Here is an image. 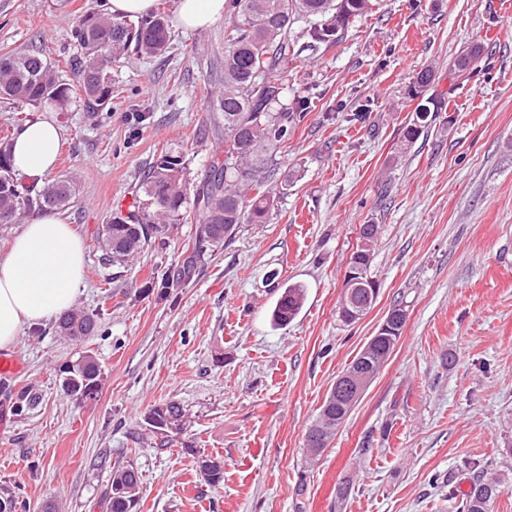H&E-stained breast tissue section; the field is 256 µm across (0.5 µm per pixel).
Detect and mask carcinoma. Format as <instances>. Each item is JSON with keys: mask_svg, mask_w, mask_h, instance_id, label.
<instances>
[{"mask_svg": "<svg viewBox=\"0 0 512 512\" xmlns=\"http://www.w3.org/2000/svg\"><path fill=\"white\" fill-rule=\"evenodd\" d=\"M377 0H231L224 40V85L211 104L224 113V159L213 162L202 187L191 197L187 167L179 155L163 154L144 171L132 193L127 214L117 213L104 226L103 238L112 262L127 264L153 237L184 219L190 207L201 208L199 240L221 242L232 237L240 224H265L274 200L264 189L275 175L277 149L288 140V131L299 110L282 101L288 86V31L299 17L313 23L306 31L314 44L337 43L345 28L371 13ZM77 55L65 60L79 76L84 104L98 111L112 97V79L107 64L133 51L152 57L164 52L170 41L166 17L154 14L136 22L100 11L81 15L71 31ZM58 63L38 47L0 54V95L23 107L51 105L64 110L71 88L57 76ZM432 74L420 72L410 94L423 98L417 106V121L425 122L433 100L425 93ZM74 182L60 177L41 188L23 183L11 169L8 145L0 146V224H16L34 209L59 211L70 207ZM379 226L364 224L360 245L349 258L347 269L359 274L360 287L342 300L338 317L351 324L373 306L378 288L370 268ZM306 289L300 283L286 284L271 313V323L282 326L303 308ZM407 313L400 306L387 314L388 328L373 336L349 363L348 372L376 376L392 354L404 328ZM96 329L95 315L73 309L61 315L57 330L80 339ZM101 366L90 355L66 368L61 387L81 399L96 397ZM353 385L333 388L326 395L315 423L306 436L311 454L327 447L350 411ZM149 418L178 429L185 418L183 408L168 402L150 411ZM503 480L496 473H479L462 500L461 512H491L502 492ZM141 490V478L132 465L112 469L108 512H132Z\"/></svg>", "mask_w": 512, "mask_h": 512, "instance_id": "carcinoma-1", "label": "carcinoma"}]
</instances>
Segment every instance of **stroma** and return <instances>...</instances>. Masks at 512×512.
<instances>
[{
	"label": "stroma",
	"instance_id": "1",
	"mask_svg": "<svg viewBox=\"0 0 512 512\" xmlns=\"http://www.w3.org/2000/svg\"><path fill=\"white\" fill-rule=\"evenodd\" d=\"M103 0H0V53L75 54L70 31ZM224 20L172 26L159 56L113 62L97 112L72 96L56 175L75 182L64 217L86 248L75 308L93 336L24 327L10 353L24 371L0 382V499L15 512H107L113 466L133 464V512H458L476 469L512 477V0H379L331 47L305 22L286 103L304 98L271 182L269 223L238 225L179 277L197 247L198 213L109 261L102 227L127 210L143 169L178 153L197 189L224 150L210 94L224 78ZM481 46L473 69L462 50ZM431 70L438 110L411 145L408 92ZM379 225L362 319L337 309L359 228ZM305 286L299 315L273 326L284 283ZM406 323L377 378L327 448L306 434L327 392L394 304ZM104 372L96 398L66 395L79 356ZM187 414L159 446L146 417ZM221 461L207 482L198 460ZM150 420L164 422L165 426L170 424L172 428L180 429L185 418L183 408L176 402H168L161 406L154 407L149 412Z\"/></svg>",
	"mask_w": 512,
	"mask_h": 512
}]
</instances>
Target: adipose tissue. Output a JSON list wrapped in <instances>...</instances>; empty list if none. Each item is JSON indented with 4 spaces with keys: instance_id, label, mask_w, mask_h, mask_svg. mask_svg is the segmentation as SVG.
<instances>
[{
    "instance_id": "obj_1",
    "label": "adipose tissue",
    "mask_w": 512,
    "mask_h": 512,
    "mask_svg": "<svg viewBox=\"0 0 512 512\" xmlns=\"http://www.w3.org/2000/svg\"><path fill=\"white\" fill-rule=\"evenodd\" d=\"M63 140L62 127L34 112L11 141V163L21 178H44L53 169ZM85 246L59 213H37L0 256V349L13 347L24 326H34L68 310L84 279Z\"/></svg>"
}]
</instances>
